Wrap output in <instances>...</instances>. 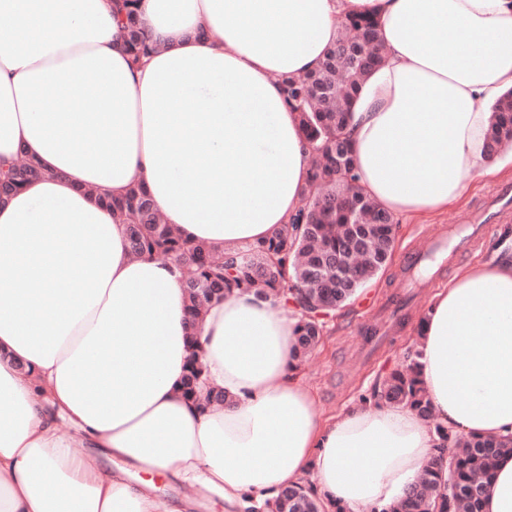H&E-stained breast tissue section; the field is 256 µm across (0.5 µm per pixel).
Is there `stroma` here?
I'll list each match as a JSON object with an SVG mask.
<instances>
[{"label":"stroma","instance_id":"35a3bbf8","mask_svg":"<svg viewBox=\"0 0 512 512\" xmlns=\"http://www.w3.org/2000/svg\"><path fill=\"white\" fill-rule=\"evenodd\" d=\"M496 163L503 166V173L475 177L461 199L448 210L408 220L396 218L395 248L386 269L375 278L373 287L362 288L351 303L328 319L312 358L297 371L299 379L312 391L316 410L323 418L338 415L361 396L370 394L381 376L403 361L413 346L419 319L436 287L446 286L464 267L512 251V213L505 211L501 223L491 225L484 236L473 237L455 247L453 259L437 265L432 286L416 289L406 303L404 318L395 326L388 342L367 360H360L358 351L363 341L360 325L387 295L398 289L405 275L404 256L417 237L463 222L470 214L479 212L502 186L512 184V149L501 153Z\"/></svg>","mask_w":512,"mask_h":512}]
</instances>
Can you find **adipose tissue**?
<instances>
[{
	"mask_svg": "<svg viewBox=\"0 0 512 512\" xmlns=\"http://www.w3.org/2000/svg\"><path fill=\"white\" fill-rule=\"evenodd\" d=\"M132 66L113 0H0V161L45 170L0 207V512H244L309 482L345 512L397 502L435 424L361 403L331 420L294 376L299 314L250 291L189 335L185 276L132 255L93 199L143 185L164 223L227 249L288 223L312 150L281 75L314 69L349 15L385 62L356 99L358 184L395 216L493 175L488 110L512 88V0H139ZM421 379L452 431L512 437V255L462 269L421 320ZM224 405L181 391L191 357ZM192 495L161 494L154 475ZM483 512H512V456Z\"/></svg>",
	"mask_w": 512,
	"mask_h": 512,
	"instance_id": "adipose-tissue-1",
	"label": "adipose tissue"
}]
</instances>
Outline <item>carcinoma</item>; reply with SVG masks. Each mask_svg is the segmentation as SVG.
Wrapping results in <instances>:
<instances>
[{"instance_id": "1", "label": "carcinoma", "mask_w": 512, "mask_h": 512, "mask_svg": "<svg viewBox=\"0 0 512 512\" xmlns=\"http://www.w3.org/2000/svg\"><path fill=\"white\" fill-rule=\"evenodd\" d=\"M138 0H119L117 17L126 31L125 51L135 65L155 49L141 27ZM383 62L377 23L360 16L340 24L338 38L319 66L306 74L280 77L285 101L299 114L305 137L315 144L311 175L302 191V205L289 224L266 241L232 251L180 236L163 223L141 185L120 197H101L126 224L130 251L138 256L172 259L185 267L189 323L197 328L206 309L234 289L259 298L285 296L300 309L295 358L302 361L324 330V316L345 307L356 292L384 269L395 247L394 217L366 196L357 184L347 137L351 108L369 73ZM488 159L512 145V89L491 108ZM44 176L41 166L20 157L0 172V205L15 192ZM348 267L349 282L336 287V264ZM417 350L407 352L402 367L392 370L370 397L403 406L426 420L432 407L420 383ZM188 399L224 404V393L205 388L200 361L189 362L182 382ZM436 446L423 477L406 496L371 512H481L497 458L512 455L511 439L470 437L435 425ZM269 512H344L326 504L304 482L280 492Z\"/></svg>"}]
</instances>
